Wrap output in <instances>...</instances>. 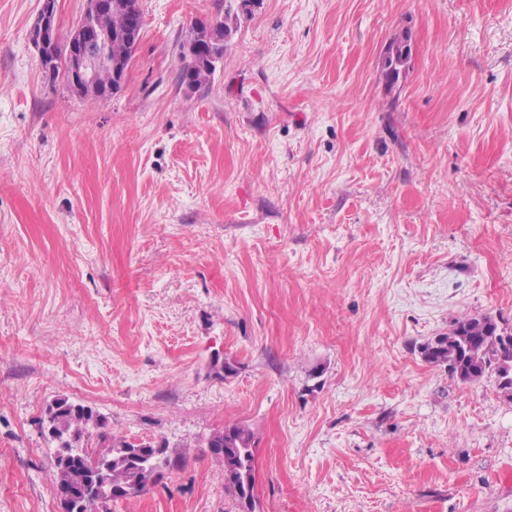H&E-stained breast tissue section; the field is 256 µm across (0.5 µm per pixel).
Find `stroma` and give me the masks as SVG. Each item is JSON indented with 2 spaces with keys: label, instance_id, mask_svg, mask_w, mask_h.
<instances>
[{
  "label": "stroma",
  "instance_id": "obj_1",
  "mask_svg": "<svg viewBox=\"0 0 512 512\" xmlns=\"http://www.w3.org/2000/svg\"><path fill=\"white\" fill-rule=\"evenodd\" d=\"M139 4L91 100L45 76L40 0H0V512H61L59 397L179 459L95 512H241L203 451L235 422L255 512H512V398L420 353L512 326V0H236L193 91L224 0ZM410 58L411 47L408 36L399 37L389 44L383 61L385 84L389 89L395 87L404 77L409 69ZM214 73L215 72L207 66L195 62L188 53L184 54L183 66L180 72V81L182 84H184L187 79H190L195 84L196 88H199L208 83Z\"/></svg>",
  "mask_w": 512,
  "mask_h": 512
}]
</instances>
